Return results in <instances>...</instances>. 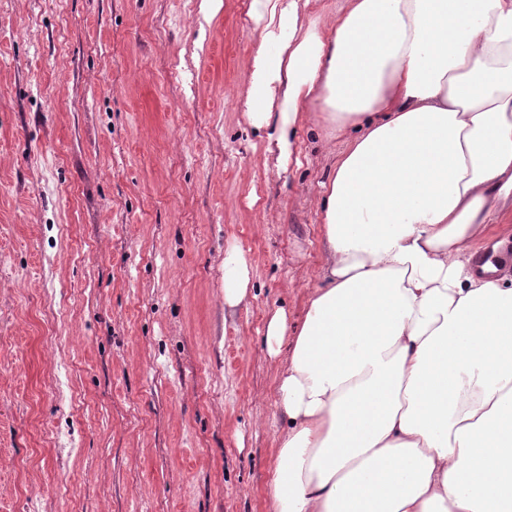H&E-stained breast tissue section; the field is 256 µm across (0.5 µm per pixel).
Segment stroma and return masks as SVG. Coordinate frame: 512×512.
Listing matches in <instances>:
<instances>
[{"mask_svg":"<svg viewBox=\"0 0 512 512\" xmlns=\"http://www.w3.org/2000/svg\"><path fill=\"white\" fill-rule=\"evenodd\" d=\"M248 0H0V512H268L265 347L343 137L265 167ZM253 296L224 308V252Z\"/></svg>","mask_w":512,"mask_h":512,"instance_id":"stroma-1","label":"stroma"}]
</instances>
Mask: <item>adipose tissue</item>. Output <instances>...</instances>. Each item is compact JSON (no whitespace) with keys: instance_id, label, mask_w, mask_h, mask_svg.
Returning a JSON list of instances; mask_svg holds the SVG:
<instances>
[{"instance_id":"ef3b65f1","label":"adipose tissue","mask_w":512,"mask_h":512,"mask_svg":"<svg viewBox=\"0 0 512 512\" xmlns=\"http://www.w3.org/2000/svg\"><path fill=\"white\" fill-rule=\"evenodd\" d=\"M249 0L239 98L285 169L317 113L320 287L277 361L271 512H512V0ZM499 225L490 240V225ZM224 306L249 297L224 256Z\"/></svg>"}]
</instances>
